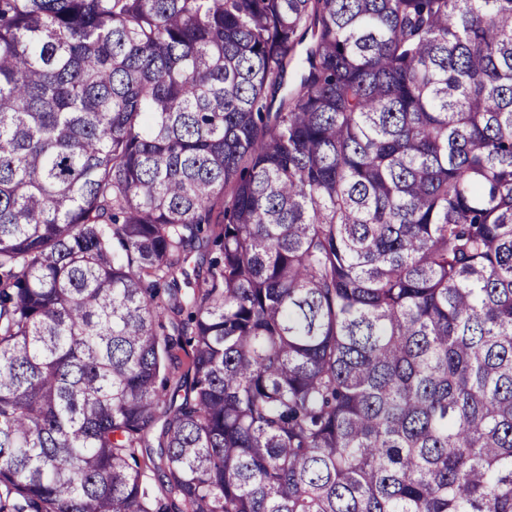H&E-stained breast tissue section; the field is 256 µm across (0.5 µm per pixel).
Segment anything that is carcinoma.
<instances>
[{"label":"carcinoma","mask_w":512,"mask_h":512,"mask_svg":"<svg viewBox=\"0 0 512 512\" xmlns=\"http://www.w3.org/2000/svg\"><path fill=\"white\" fill-rule=\"evenodd\" d=\"M0 512H512V0H0Z\"/></svg>","instance_id":"cac0c4a2"}]
</instances>
